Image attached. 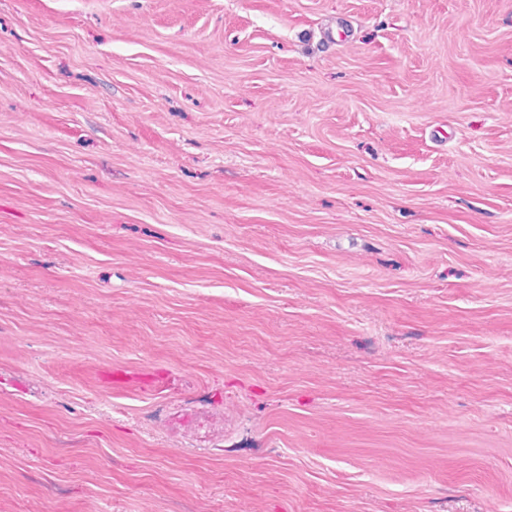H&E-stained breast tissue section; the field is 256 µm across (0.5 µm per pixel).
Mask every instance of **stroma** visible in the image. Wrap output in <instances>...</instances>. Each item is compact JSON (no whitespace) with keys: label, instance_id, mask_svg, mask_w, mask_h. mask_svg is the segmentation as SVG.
Wrapping results in <instances>:
<instances>
[{"label":"stroma","instance_id":"obj_1","mask_svg":"<svg viewBox=\"0 0 512 512\" xmlns=\"http://www.w3.org/2000/svg\"><path fill=\"white\" fill-rule=\"evenodd\" d=\"M0 512H512V0H0Z\"/></svg>","mask_w":512,"mask_h":512}]
</instances>
